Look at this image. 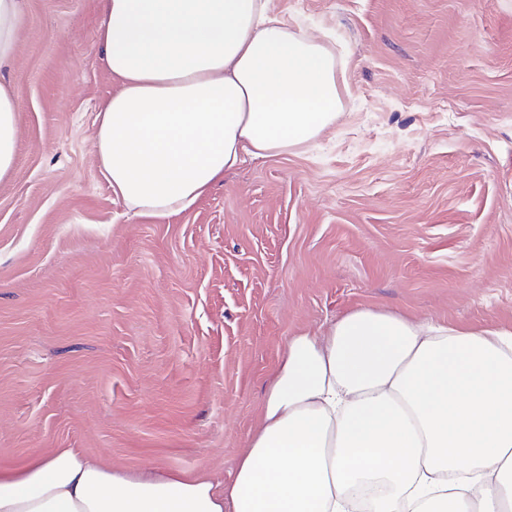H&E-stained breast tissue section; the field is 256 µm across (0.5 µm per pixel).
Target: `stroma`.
Segmentation results:
<instances>
[{"label":"stroma","mask_w":512,"mask_h":512,"mask_svg":"<svg viewBox=\"0 0 512 512\" xmlns=\"http://www.w3.org/2000/svg\"><path fill=\"white\" fill-rule=\"evenodd\" d=\"M0 183V466L231 478L290 336L359 307L512 329V0H272L336 53L342 111L182 215L93 149L101 0H24Z\"/></svg>","instance_id":"1"}]
</instances>
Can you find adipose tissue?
Here are the masks:
<instances>
[{
    "instance_id": "ef3b65f1",
    "label": "adipose tissue",
    "mask_w": 512,
    "mask_h": 512,
    "mask_svg": "<svg viewBox=\"0 0 512 512\" xmlns=\"http://www.w3.org/2000/svg\"><path fill=\"white\" fill-rule=\"evenodd\" d=\"M23 0H0V72ZM97 39L120 82L93 148L135 216L182 214L244 156L282 155L341 108L332 50L271 0H103ZM15 94L0 81V181L13 170ZM512 512V331L356 309L289 339L261 421L224 482L124 473L78 448L0 469V512Z\"/></svg>"
}]
</instances>
